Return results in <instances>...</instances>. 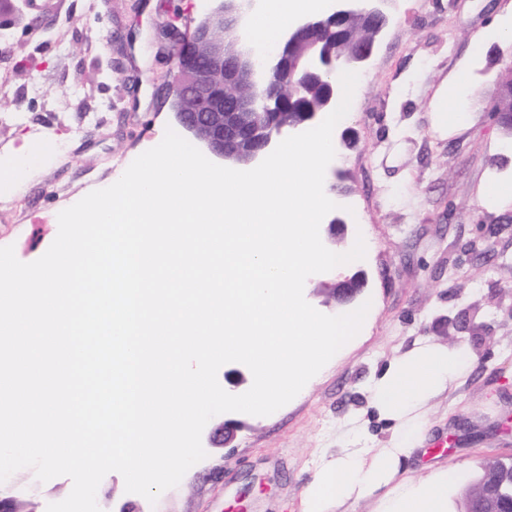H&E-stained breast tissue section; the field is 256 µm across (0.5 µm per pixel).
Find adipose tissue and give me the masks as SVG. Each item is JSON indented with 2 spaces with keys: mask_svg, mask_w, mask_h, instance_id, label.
Masks as SVG:
<instances>
[{
  "mask_svg": "<svg viewBox=\"0 0 512 512\" xmlns=\"http://www.w3.org/2000/svg\"><path fill=\"white\" fill-rule=\"evenodd\" d=\"M329 0H263L253 19L255 35L283 33L291 20L328 10ZM471 367L466 348L449 350L425 342L372 380L373 406L396 426L389 448H340L317 469L304 494V512H332L350 500L378 496L377 512H447L448 471L440 467L423 482L407 476L405 461L424 425V404L465 376Z\"/></svg>",
  "mask_w": 512,
  "mask_h": 512,
  "instance_id": "adipose-tissue-1",
  "label": "adipose tissue"
}]
</instances>
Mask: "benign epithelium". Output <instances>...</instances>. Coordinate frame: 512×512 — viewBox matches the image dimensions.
Segmentation results:
<instances>
[{
	"label": "benign epithelium",
	"mask_w": 512,
	"mask_h": 512,
	"mask_svg": "<svg viewBox=\"0 0 512 512\" xmlns=\"http://www.w3.org/2000/svg\"><path fill=\"white\" fill-rule=\"evenodd\" d=\"M236 2L225 0L177 42L175 78L168 93L173 96L180 125L215 158L232 165H257L275 149L281 135L304 129L300 124L286 128L277 124L282 85L295 78L332 74L346 65L366 61L374 51L375 43L369 41L353 57L330 55L322 48L323 28L355 17L373 20L381 30L387 19L373 8L376 0H331L328 13L306 17L291 26L282 49L267 56L241 42ZM241 88L252 93H237ZM185 93L194 102L189 112L182 107ZM493 111L499 116L500 127L512 133V85L501 86ZM331 287L336 303L346 304L355 299L362 282L357 275L338 273ZM236 431L235 423L226 421L212 432V440L226 446ZM484 495L499 502L498 512H512L511 491L488 487Z\"/></svg>",
	"instance_id": "7a95c632"
}]
</instances>
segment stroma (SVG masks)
Here are the masks:
<instances>
[{
    "label": "stroma",
    "instance_id": "1",
    "mask_svg": "<svg viewBox=\"0 0 512 512\" xmlns=\"http://www.w3.org/2000/svg\"><path fill=\"white\" fill-rule=\"evenodd\" d=\"M42 12L26 0H0V164L23 138L54 157L23 191L0 193V246L16 257H41L58 233V215L74 199L107 186L155 144L159 128L176 127L172 79L176 35L189 34L214 8L207 0H47ZM389 22L369 60L360 64L348 121L325 181L338 184L335 214L346 223L336 248L368 242L358 266L366 285L340 306L324 289L330 273L310 276L306 300L319 312L370 316L342 356L315 375L275 413L218 414L201 441L205 459L178 486L149 503L126 493L119 473L101 482L102 512L135 502L140 512H302L303 494L322 456L359 432L369 448L390 447L394 423L379 414L370 380L390 362L429 340L465 347L469 375L426 405L423 440L451 439L406 462L415 480L429 464L447 466L448 512H461L464 490L487 461H512V198H485L493 183L512 179V137L491 103L512 57V39L493 36L512 0H386ZM470 90L461 127L440 136L430 103L445 79ZM239 422L234 441L215 446L212 431ZM70 478L39 482L24 468L0 490L20 512H46L70 493Z\"/></svg>",
    "mask_w": 512,
    "mask_h": 512
}]
</instances>
